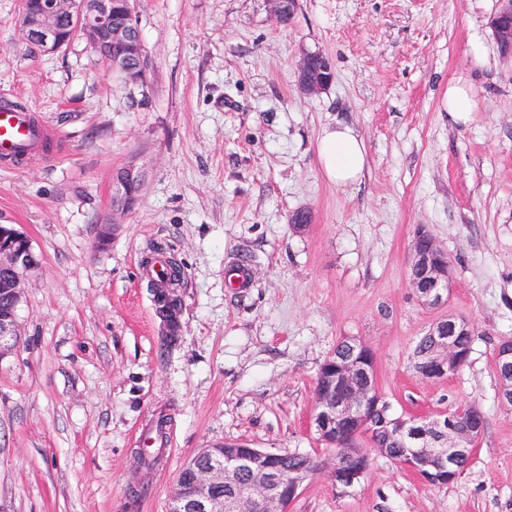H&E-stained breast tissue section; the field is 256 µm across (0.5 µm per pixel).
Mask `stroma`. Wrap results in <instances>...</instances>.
<instances>
[{
    "label": "stroma",
    "mask_w": 512,
    "mask_h": 512,
    "mask_svg": "<svg viewBox=\"0 0 512 512\" xmlns=\"http://www.w3.org/2000/svg\"><path fill=\"white\" fill-rule=\"evenodd\" d=\"M497 5L299 0L283 25L267 0H135L143 93L84 40L33 51L21 0H0V103L22 102L51 143L0 162V224L39 260L0 358V512H166L184 465L225 442L326 460L314 388L344 337L374 349L394 414L474 405L487 425L449 486L377 454L344 491L315 473L288 512H512V407L494 369L512 338V59L488 25ZM306 51L335 70L314 96L297 87ZM461 73L477 104L455 126L439 106ZM339 120L368 149L347 188L317 159ZM130 164L147 182L121 213L112 175ZM301 208L314 222L299 232L288 219ZM421 225L453 264L439 308L408 285ZM167 257L184 271L168 351L146 274ZM239 264L246 279L228 287ZM448 315L474 326L468 361L422 378L413 348ZM162 415L167 442L147 471L136 453Z\"/></svg>",
    "instance_id": "obj_1"
}]
</instances>
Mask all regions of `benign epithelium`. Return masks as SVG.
<instances>
[{
    "instance_id": "1",
    "label": "benign epithelium",
    "mask_w": 512,
    "mask_h": 512,
    "mask_svg": "<svg viewBox=\"0 0 512 512\" xmlns=\"http://www.w3.org/2000/svg\"><path fill=\"white\" fill-rule=\"evenodd\" d=\"M272 13L280 23L293 18L299 0H271ZM498 8L489 18L500 52L512 57V0H497ZM22 26L44 54L55 53L80 37L110 69H118L131 85L146 79L148 64L142 51L141 33L132 0H24ZM335 78L330 58L319 51L305 52L298 65V86L305 95H316ZM146 180L145 171L135 165L118 170L112 192L120 199L119 210L137 205ZM38 265L30 239L13 226L0 225V357L17 341V309L22 302L25 279ZM452 279V261L432 236L418 231L410 245L408 284L418 301L438 306L447 301ZM433 354L425 369L427 378L444 379L455 374L467 361L461 340L474 335L473 324L450 315L434 322L427 331ZM357 357L330 356L327 388H318L313 427L317 435L339 437L346 432L362 435L376 426L383 413L375 374V352L360 340L351 342ZM501 402L512 406V338L502 339L495 350ZM470 426L461 431L453 417L408 419L397 431L414 448L396 464L416 473L426 483L444 486L456 480L452 462L473 452L474 443L485 427V417L471 407ZM352 454L339 448L326 468L339 488H350L368 473L369 457L357 456L354 465L343 460ZM281 453L251 448L242 443H224L204 448L181 470L171 491L169 512H287L315 468L296 470L283 477L278 459ZM252 471L257 480L236 487L224 495V483L234 474Z\"/></svg>"
}]
</instances>
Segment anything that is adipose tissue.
Returning a JSON list of instances; mask_svg holds the SVG:
<instances>
[{"label":"adipose tissue","mask_w":512,"mask_h":512,"mask_svg":"<svg viewBox=\"0 0 512 512\" xmlns=\"http://www.w3.org/2000/svg\"><path fill=\"white\" fill-rule=\"evenodd\" d=\"M476 101L473 83L465 76L453 78L441 99L442 111L454 124L467 125L474 119ZM319 166L325 177L339 187L360 183L368 165L367 148L356 130L343 122L323 129L318 145Z\"/></svg>","instance_id":"ef3b65f1"}]
</instances>
